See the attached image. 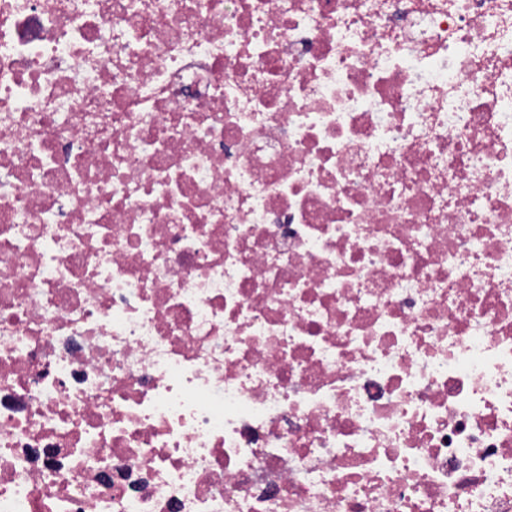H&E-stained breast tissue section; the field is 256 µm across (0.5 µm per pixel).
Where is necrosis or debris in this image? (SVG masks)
I'll use <instances>...</instances> for the list:
<instances>
[{"mask_svg":"<svg viewBox=\"0 0 512 512\" xmlns=\"http://www.w3.org/2000/svg\"><path fill=\"white\" fill-rule=\"evenodd\" d=\"M0 512H512V0H0Z\"/></svg>","mask_w":512,"mask_h":512,"instance_id":"necrosis-or-debris-1","label":"necrosis or debris"}]
</instances>
